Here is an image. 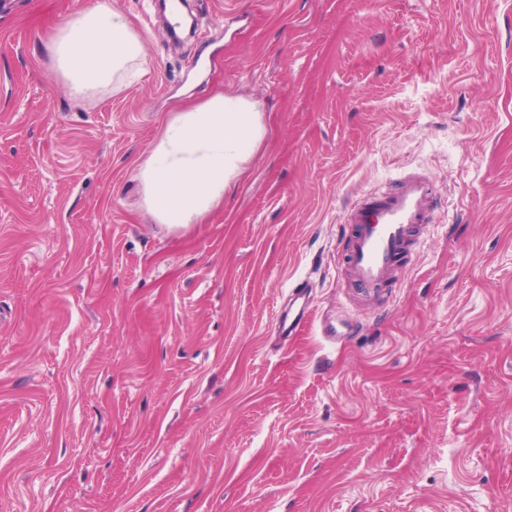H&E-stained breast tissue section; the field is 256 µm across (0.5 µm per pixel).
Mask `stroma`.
I'll use <instances>...</instances> for the list:
<instances>
[{"instance_id":"35a3bbf8","label":"stroma","mask_w":512,"mask_h":512,"mask_svg":"<svg viewBox=\"0 0 512 512\" xmlns=\"http://www.w3.org/2000/svg\"><path fill=\"white\" fill-rule=\"evenodd\" d=\"M89 2L0 0V512H512V0H105L145 72L77 98ZM216 93L267 135L168 228L136 164ZM407 170L436 222L350 304L345 214ZM292 298L290 299L291 307L284 310L281 314L278 324V340L282 345L288 344L293 332H295L306 320L307 315V302H306V288H293ZM301 299L303 300L302 306L297 313H292L294 305Z\"/></svg>"}]
</instances>
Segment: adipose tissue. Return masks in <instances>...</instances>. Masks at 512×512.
<instances>
[{
  "mask_svg": "<svg viewBox=\"0 0 512 512\" xmlns=\"http://www.w3.org/2000/svg\"><path fill=\"white\" fill-rule=\"evenodd\" d=\"M50 50L78 97L139 78L146 56L139 33L103 0L58 28ZM266 131L263 113L238 96L218 93L176 107L136 167L155 222L186 230L223 208L225 192L257 155Z\"/></svg>",
  "mask_w": 512,
  "mask_h": 512,
  "instance_id": "1",
  "label": "adipose tissue"
}]
</instances>
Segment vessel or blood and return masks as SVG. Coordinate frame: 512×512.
I'll list each match as a JSON object with an SVG mask.
<instances>
[{"instance_id":"vessel-or-blood-1","label":"vessel or blood","mask_w":512,"mask_h":512,"mask_svg":"<svg viewBox=\"0 0 512 512\" xmlns=\"http://www.w3.org/2000/svg\"><path fill=\"white\" fill-rule=\"evenodd\" d=\"M430 180L420 174L401 178L397 188L382 195L369 194L350 207L346 221L349 242L341 252V278L359 295L380 296L402 267L410 246L434 221ZM306 308L283 311L278 340L288 344L306 320Z\"/></svg>"}]
</instances>
